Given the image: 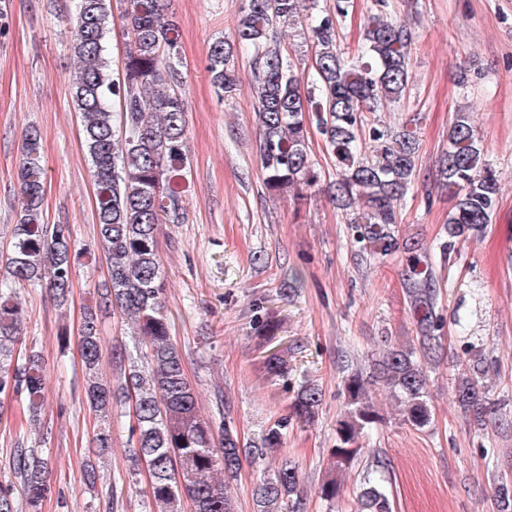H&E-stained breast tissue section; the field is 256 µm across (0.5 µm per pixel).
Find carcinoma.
I'll return each instance as SVG.
<instances>
[{
	"instance_id": "cac0c4a2",
	"label": "carcinoma",
	"mask_w": 512,
	"mask_h": 512,
	"mask_svg": "<svg viewBox=\"0 0 512 512\" xmlns=\"http://www.w3.org/2000/svg\"><path fill=\"white\" fill-rule=\"evenodd\" d=\"M131 29L123 74L112 76L108 37L112 0H77L72 45L77 68L71 95L78 112L83 147L94 186L95 220L111 288L103 306L88 310L79 346L85 374V401L98 420L95 456L112 448L114 401L134 399L132 461L150 464L153 512H234L232 481L242 463L254 465L279 448L280 429L268 428L250 445L241 443L230 422L201 413L198 394L185 375L181 352L172 336L166 305L165 276L158 254L159 225L183 215L181 179L188 160L185 113L174 86L180 83L182 58L171 0H119ZM317 0H246L234 29V41L218 40L209 50L207 71L217 95L232 96L236 86L231 59L238 45L252 51L256 113L262 131L260 160L264 184L313 187L320 177L308 153V125L316 127L336 156V200L359 204L351 226L362 257L386 256L399 248L408 253L406 293L416 336L406 342L384 337L383 348L368 365L344 379L347 411L337 428L330 470L344 472L364 452L366 431L385 419L372 402L384 388L402 407L403 421L417 431L428 427L427 368L443 349L440 287L430 254L418 241L400 245L396 235L399 204L416 176L420 142L417 129L394 127L377 118L390 103L400 102L410 80L412 28L388 18V0H375L367 15L364 45L354 60L336 49V27L352 0H334L329 10ZM310 10L307 29L317 48L313 79L299 76L280 45L281 26L295 25ZM473 105L454 112L448 150L437 161V182L455 199L448 213V241L440 251L474 238L492 223L499 180L482 153L472 119ZM40 135L27 131L19 166V215L10 251L0 257L6 278L0 280V394L19 398L28 421L44 423L47 390L44 362L37 354L22 359L16 289L46 288L60 303L67 300L80 257L67 224L43 219L44 168ZM114 306L133 326V350L113 363L124 384L98 376L102 355L99 312ZM482 356L463 352L457 364L453 401L473 427L482 428L498 412L484 382ZM322 401L318 385L306 382L297 391L291 416L311 421ZM382 461L367 472L359 491L362 512H393ZM51 460L37 448L20 450L18 486L0 485V512H41L50 493ZM303 480L298 464L279 459L273 473L253 486L255 512H296Z\"/></svg>"
}]
</instances>
